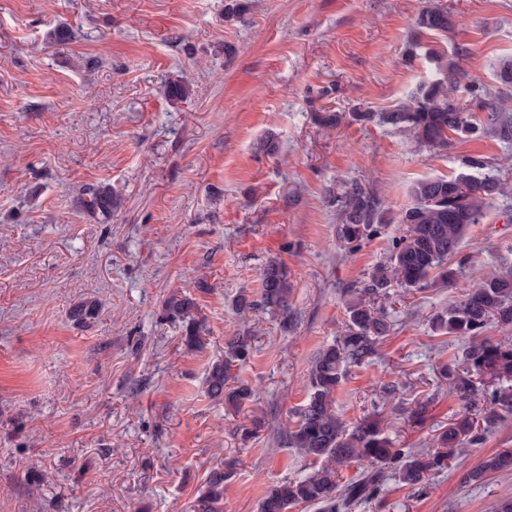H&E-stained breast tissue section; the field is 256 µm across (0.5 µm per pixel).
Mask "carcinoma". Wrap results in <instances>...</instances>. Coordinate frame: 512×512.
Returning a JSON list of instances; mask_svg holds the SVG:
<instances>
[{
    "mask_svg": "<svg viewBox=\"0 0 512 512\" xmlns=\"http://www.w3.org/2000/svg\"><path fill=\"white\" fill-rule=\"evenodd\" d=\"M416 31L446 35L454 28L451 15L439 6L426 7L417 14ZM434 64L430 79L422 82L408 100L387 112H357L359 121H375L407 131L424 148L446 150L451 138L474 135L512 144V106L505 93L493 92L485 84L464 83L465 74L454 55L432 50ZM483 118H476V113ZM467 169L484 171L476 178L460 173L455 177L426 178L411 189L413 204L401 214L403 235L393 242L389 261L375 267L368 280L357 287L356 297L346 304L343 333L315 355L308 373L307 402L295 412V421L285 427L283 438L290 448L314 460L318 468L270 488L261 500L260 512H290L309 505L317 512H353L379 497L391 476L412 489H424L426 478L445 467L454 449L466 442L482 440L480 429H489L500 418L498 411H512V386L479 390L475 377L488 374L499 380L512 379V341L492 342L482 338L487 327L512 326V267H501L473 286L460 283L468 259L456 266L448 258L458 253L466 229L478 224L486 210L499 200L512 197V182L492 170L481 156L463 161ZM343 222L339 235L357 243L378 232L374 195L362 185L351 183L336 197ZM80 208L105 222L112 219L117 199L110 185L91 186L78 198ZM261 290L254 300L240 294L235 309L245 315L265 309L280 316V329L288 331L294 322L289 295L288 268L268 261L260 274ZM431 283L460 289V298L437 312L432 327L463 342L460 362L448 365L444 376L453 393L463 402L461 418L438 438L442 450L394 448L378 422L366 417L347 426L336 413V389L353 367L371 362L378 355L379 342L391 331L385 305L394 287L422 288ZM101 302L86 297L72 305L70 318L87 325L98 318ZM197 303L190 295L173 292L163 302L162 316L183 324L182 343L189 350L205 347L204 323L196 314ZM252 354L251 337L238 334L224 342V359L211 363L205 384L214 400L239 412L254 401L255 391L233 380L232 370ZM359 463L363 469L345 484L341 470ZM512 469V451L498 453L469 470L467 483H479L490 474ZM228 473L217 467L210 471L194 505L195 512H224V481Z\"/></svg>",
    "mask_w": 512,
    "mask_h": 512,
    "instance_id": "1",
    "label": "carcinoma"
}]
</instances>
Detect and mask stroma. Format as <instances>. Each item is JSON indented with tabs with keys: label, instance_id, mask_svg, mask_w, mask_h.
I'll return each instance as SVG.
<instances>
[{
	"label": "stroma",
	"instance_id": "35a3bbf8",
	"mask_svg": "<svg viewBox=\"0 0 512 512\" xmlns=\"http://www.w3.org/2000/svg\"><path fill=\"white\" fill-rule=\"evenodd\" d=\"M227 2L0 0V512H192L227 461L224 512H258L271 486L314 468L281 431L308 399L313 358L343 330L351 290L401 236L413 184L477 155L512 175V146L495 139L430 151L353 118L405 101L433 71L431 48L458 52L468 79L494 86V68L512 60V0H247L230 20ZM430 4L448 9L452 33L415 34ZM60 25L75 36L51 43ZM171 80L187 99L165 94ZM324 112L338 127L317 124ZM268 134L272 155L257 147ZM352 182L376 193L382 220L354 250L335 203ZM101 183L121 198L105 224L77 205ZM459 252L470 281L512 264V220L491 208ZM273 258L292 284L286 332L275 314L233 307L240 291L259 293ZM178 288L205 322L203 350L161 316ZM90 296L97 321L74 324L70 307ZM457 297L395 289L378 356L336 391L346 424L375 415L395 447L421 449L455 422L461 403L441 369L461 343L430 320ZM243 333L253 354L233 374L257 399L234 414L204 380ZM257 417L264 430L242 440ZM507 449L506 412L425 489L391 478L358 512H495L512 497V470L463 476Z\"/></svg>",
	"mask_w": 512,
	"mask_h": 512
}]
</instances>
